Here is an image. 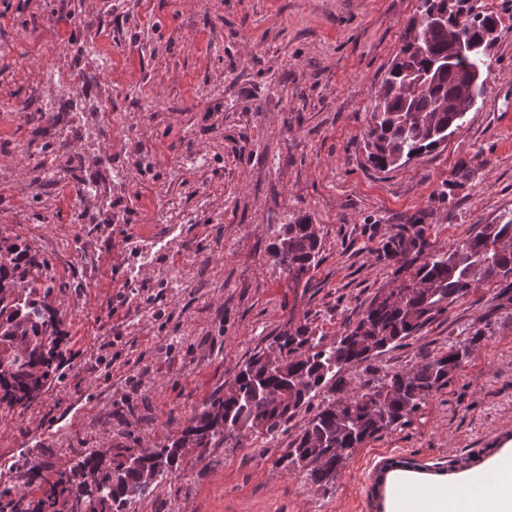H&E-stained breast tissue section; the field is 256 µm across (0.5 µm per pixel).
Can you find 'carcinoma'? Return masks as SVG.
Instances as JSON below:
<instances>
[{
  "label": "carcinoma",
  "instance_id": "carcinoma-1",
  "mask_svg": "<svg viewBox=\"0 0 512 512\" xmlns=\"http://www.w3.org/2000/svg\"><path fill=\"white\" fill-rule=\"evenodd\" d=\"M457 20L438 26L430 19V0H420L418 15L406 28L398 66L390 68L368 109L365 131L368 159L378 169L396 168L438 148L461 126L460 70L440 68L456 37L483 41L499 17L478 0H456ZM468 65L481 69L477 96L486 91L492 62L480 48ZM321 242L316 227L302 217L283 225L273 255L288 256L286 270L297 283L314 266ZM423 232L403 228L385 253L421 254ZM512 275V215L487 224L446 251L429 255L409 282L377 295L355 327L326 343L305 325L276 337L280 361L255 355L224 395L212 399L188 420L181 436L160 449L127 455L90 451L59 471L35 503L16 489L0 490V512H130L137 499L175 474L180 451L219 446L242 430L273 432L288 423L336 377L345 365L368 359L416 335L448 305L480 283ZM54 277L45 259L27 245L0 238V411L33 404L45 387L60 378L61 342L65 332L48 303ZM468 347L385 376L378 384L320 404L286 456V466L326 485L341 459L365 440L399 424L425 398L448 384Z\"/></svg>",
  "mask_w": 512,
  "mask_h": 512
}]
</instances>
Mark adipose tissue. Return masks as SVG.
Returning <instances> with one entry per match:
<instances>
[{"label": "adipose tissue", "instance_id": "ef3b65f1", "mask_svg": "<svg viewBox=\"0 0 512 512\" xmlns=\"http://www.w3.org/2000/svg\"><path fill=\"white\" fill-rule=\"evenodd\" d=\"M493 477L472 476L393 498L392 512H512V454L502 453Z\"/></svg>", "mask_w": 512, "mask_h": 512}]
</instances>
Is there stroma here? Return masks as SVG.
Instances as JSON below:
<instances>
[{
	"label": "stroma",
	"mask_w": 512,
	"mask_h": 512,
	"mask_svg": "<svg viewBox=\"0 0 512 512\" xmlns=\"http://www.w3.org/2000/svg\"><path fill=\"white\" fill-rule=\"evenodd\" d=\"M481 2L500 17L484 97L447 142L380 170L367 108L420 0H0V237L48 261L77 353L62 383L0 413V485L35 501L30 467L50 477L91 450L168 444L275 336L305 324L337 341L407 281L384 251L411 218L430 255L512 212V0ZM199 152L204 166L181 169ZM93 182L107 211L79 192ZM303 216L322 245L296 283L270 247ZM134 238L150 261L134 262ZM467 340L448 384L328 485L284 466L302 410L271 433L183 448L133 512H376L388 461L399 484L491 475L512 443L508 281L480 283L322 396Z\"/></svg>",
	"instance_id": "obj_1"
}]
</instances>
